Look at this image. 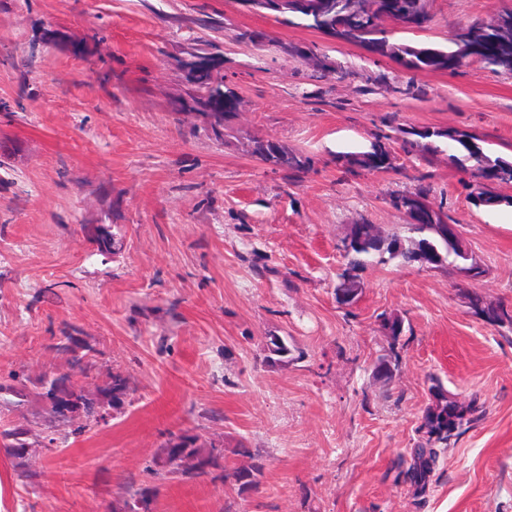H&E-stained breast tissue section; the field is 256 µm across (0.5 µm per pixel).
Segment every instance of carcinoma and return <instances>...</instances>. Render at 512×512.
Instances as JSON below:
<instances>
[{"label": "carcinoma", "instance_id": "1", "mask_svg": "<svg viewBox=\"0 0 512 512\" xmlns=\"http://www.w3.org/2000/svg\"><path fill=\"white\" fill-rule=\"evenodd\" d=\"M376 11L398 17L420 27L431 21L427 0H376ZM251 10L269 14L274 18L291 16L301 24L322 34H331L348 44L364 48L381 57L391 58L395 55L404 59L406 68L413 73L448 71V55L456 50L453 37H448V45L435 47L425 43L399 41L379 28L374 14L368 9V0H265L261 7ZM498 33L483 36L484 49L475 57H463L458 65L462 69L477 62L482 68L495 74L512 75V9L500 12ZM215 45L200 37L185 41L182 54L188 63L189 74L185 75L190 85L187 98L179 102L178 111L193 113L202 118L201 130L211 139L224 141L229 122L237 112V95L224 84L221 64L224 60L214 52ZM391 130L398 135L400 147L407 154H413L418 147H423L430 155L456 149L472 155L470 139L474 135L454 132L447 129L417 130L413 127L393 126ZM425 144H420V141ZM381 148L376 141L371 148L362 152L344 154L349 170L371 169ZM252 155L273 170L283 171L298 176L307 171L311 160L308 156L291 149L274 140H255L251 148ZM409 236L403 239L404 249L397 254H381L373 241L363 240L352 243L342 251L344 271L355 272L354 280L341 283L353 294L362 290L361 273L370 265L413 266L418 263L415 244L427 243L433 246L437 269L456 270L461 256L448 247V240L443 237L444 230L440 224H409ZM66 385L58 388V378H45L42 392L38 396L47 400L51 410H56V394L73 400L74 410H82L91 417L95 413V402L88 397L77 382L64 376ZM105 391L112 398V406L120 405L129 392L127 379L114 372ZM476 409L472 406L462 407L448 400L442 393L438 394L437 403L427 410L421 431L424 442L416 448L418 467L414 468L412 478L415 483H425L427 474L437 462L440 454L464 433L465 426L475 420ZM27 431L14 427L4 433L8 443L4 445L9 454L20 456L28 448ZM264 464L255 462L250 468L236 470L233 479L242 487L257 482ZM162 469L168 474H179L189 478L210 476L212 479L225 478L224 449L198 448L195 438L186 434L170 439L163 448ZM149 489L141 488L123 500L121 512H140L141 504H151Z\"/></svg>", "mask_w": 512, "mask_h": 512}]
</instances>
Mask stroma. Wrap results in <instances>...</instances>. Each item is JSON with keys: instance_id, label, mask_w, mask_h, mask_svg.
Listing matches in <instances>:
<instances>
[{"instance_id": "35a3bbf8", "label": "stroma", "mask_w": 512, "mask_h": 512, "mask_svg": "<svg viewBox=\"0 0 512 512\" xmlns=\"http://www.w3.org/2000/svg\"><path fill=\"white\" fill-rule=\"evenodd\" d=\"M505 7L432 0L425 29L393 34L442 44L454 25ZM201 14L221 29L180 23ZM49 24L63 42L40 44ZM241 30L273 44L237 42ZM199 35L240 99L220 143L171 108L187 88L179 47ZM74 40L87 57L71 53ZM280 42L347 77L316 80ZM2 45L0 100L16 109L0 110V382L19 376L26 395H0V430L25 427L29 448L0 452V512H112L147 486L152 512H512V328L468 303L512 310V206L475 205L470 168L405 155L393 138L390 170L350 173L337 159L369 149L392 116L467 130L512 160L511 77L476 63L413 77L236 0H0ZM255 138L305 153L310 170L272 171L252 156ZM421 185L483 276L375 265L340 304L350 225L406 234L389 197ZM95 224L109 225L115 251H97ZM275 337L287 356L271 352ZM72 349L98 400L91 418H59L39 397ZM114 371L131 387L118 409L99 396ZM440 392L481 415L420 490L414 450ZM181 434L222 448L232 470L261 457L257 484L148 476Z\"/></svg>"}]
</instances>
